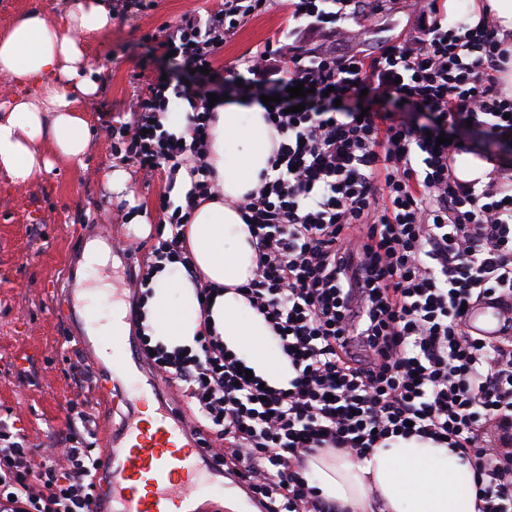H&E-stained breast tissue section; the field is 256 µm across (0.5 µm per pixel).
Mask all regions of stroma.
Masks as SVG:
<instances>
[{
	"label": "stroma",
	"mask_w": 512,
	"mask_h": 512,
	"mask_svg": "<svg viewBox=\"0 0 512 512\" xmlns=\"http://www.w3.org/2000/svg\"><path fill=\"white\" fill-rule=\"evenodd\" d=\"M219 0H156L154 9L113 13L111 28L87 47L96 92L78 109L87 119L93 148L83 166L58 159L40 181L15 184L0 176V420L21 429L38 448H60L82 434L77 417L84 404H97L93 363L78 351L83 315L63 303L76 289V269L86 242L124 240L142 261L152 258L162 193L183 198L187 184L166 190L161 178L144 179L112 154L107 131L120 119L135 87L132 74L170 68L149 35L197 8ZM409 0H394L378 15L355 14L344 25L353 43L374 53L382 41L410 34L417 22ZM293 20L277 7L246 22L214 57L219 69L242 63L250 51L278 40ZM125 169L128 193L109 192L103 175Z\"/></svg>",
	"instance_id": "1"
}]
</instances>
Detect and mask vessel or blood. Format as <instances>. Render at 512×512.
Segmentation results:
<instances>
[{"instance_id": "obj_1", "label": "vessel or blood", "mask_w": 512, "mask_h": 512, "mask_svg": "<svg viewBox=\"0 0 512 512\" xmlns=\"http://www.w3.org/2000/svg\"><path fill=\"white\" fill-rule=\"evenodd\" d=\"M102 345L113 357V372L128 373L134 350L124 317H113L112 333ZM103 454L99 475L106 512H196L201 488L224 478L213 452L190 433L173 406L149 424L130 413L119 434L104 437Z\"/></svg>"}]
</instances>
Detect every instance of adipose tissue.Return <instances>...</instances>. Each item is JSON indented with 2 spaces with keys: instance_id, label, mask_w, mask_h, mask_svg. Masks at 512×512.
Returning <instances> with one entry per match:
<instances>
[{
  "instance_id": "adipose-tissue-1",
  "label": "adipose tissue",
  "mask_w": 512,
  "mask_h": 512,
  "mask_svg": "<svg viewBox=\"0 0 512 512\" xmlns=\"http://www.w3.org/2000/svg\"><path fill=\"white\" fill-rule=\"evenodd\" d=\"M464 5L472 21L490 15L498 37L512 38V0H445L451 13ZM111 24L112 9L104 0H68L60 20L27 11L0 31V75L34 88L31 95L0 101V172L14 183L39 179L58 157L83 165L92 139L71 91L88 95L96 85L87 76L80 41ZM279 142L260 106L247 108L229 99L215 110L208 161L220 195L195 208L185 238L202 280L220 292L209 318H202L195 283L185 270L165 268L151 283L143 326L170 350L195 347L200 331L213 327L257 376L285 389L296 372L264 317L238 291L256 268L255 247L238 205L256 190ZM301 471L317 494L342 512H479L481 504L472 463L427 439L399 437L362 459L326 451L305 457Z\"/></svg>"
}]
</instances>
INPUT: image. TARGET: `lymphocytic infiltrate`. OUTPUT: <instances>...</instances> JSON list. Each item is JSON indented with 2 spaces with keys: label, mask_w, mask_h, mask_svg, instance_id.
<instances>
[{
  "label": "lymphocytic infiltrate",
  "mask_w": 512,
  "mask_h": 512,
  "mask_svg": "<svg viewBox=\"0 0 512 512\" xmlns=\"http://www.w3.org/2000/svg\"><path fill=\"white\" fill-rule=\"evenodd\" d=\"M292 66L266 43L244 70L214 69L239 25L273 0H222L190 11L151 39L177 68L206 69L196 90L154 74L130 101L114 146L144 176L190 187L162 201L153 259L134 279L138 304L153 273L191 269L182 241L196 205L217 193L207 164L213 109L208 83L246 99L273 97L267 122L281 141L270 173L239 204L256 239L249 305L263 315L297 375L289 388L243 379L240 359L211 329L193 348L170 351L141 336L152 371L186 397L197 429L224 443V473L261 512H338L295 468L303 456L343 450L359 457L387 439L444 441L475 464L480 512H512V448L486 444L480 428L512 419V316L495 337L466 328L462 305H512V180H460L453 135L472 122L494 141L512 136V98L499 74L512 54L488 20H445L415 0L413 36L373 55L350 46L348 11L388 0H289ZM329 28L324 43L306 32ZM304 85L298 103L288 90ZM186 125L165 130L170 97ZM393 110L379 111L377 101ZM424 111L406 118L405 109ZM444 144H437V137ZM99 464L85 439L43 454L0 421V512H96Z\"/></svg>",
  "instance_id": "1"
}]
</instances>
